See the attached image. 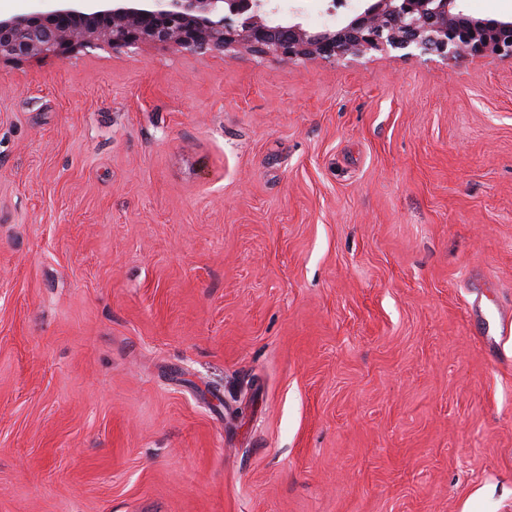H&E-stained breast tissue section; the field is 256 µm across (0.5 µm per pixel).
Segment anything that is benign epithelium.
<instances>
[{
    "label": "benign epithelium",
    "instance_id": "1",
    "mask_svg": "<svg viewBox=\"0 0 512 512\" xmlns=\"http://www.w3.org/2000/svg\"><path fill=\"white\" fill-rule=\"evenodd\" d=\"M47 12L0 17V62L65 57L87 47L162 45L332 61L367 50L414 48L444 58L512 60V17L468 15L461 0H370L339 29L273 21L271 0H53Z\"/></svg>",
    "mask_w": 512,
    "mask_h": 512
}]
</instances>
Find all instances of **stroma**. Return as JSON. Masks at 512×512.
<instances>
[{"label":"stroma","mask_w":512,"mask_h":512,"mask_svg":"<svg viewBox=\"0 0 512 512\" xmlns=\"http://www.w3.org/2000/svg\"><path fill=\"white\" fill-rule=\"evenodd\" d=\"M0 512H512V60L0 63Z\"/></svg>","instance_id":"1"}]
</instances>
